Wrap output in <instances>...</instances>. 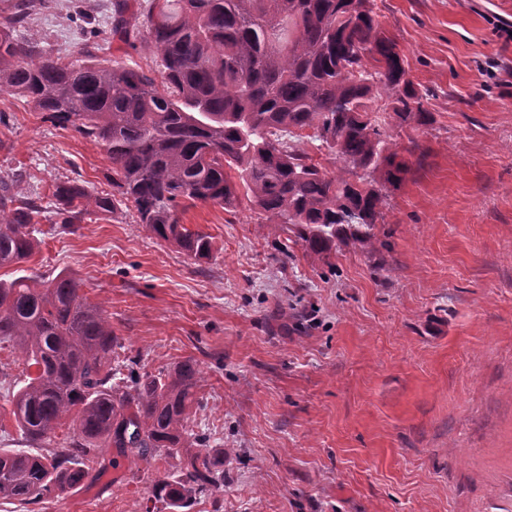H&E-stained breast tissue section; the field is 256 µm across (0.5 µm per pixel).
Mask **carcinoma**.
<instances>
[{
    "mask_svg": "<svg viewBox=\"0 0 512 512\" xmlns=\"http://www.w3.org/2000/svg\"><path fill=\"white\" fill-rule=\"evenodd\" d=\"M32 6L0 8V90L97 143L112 164V191L156 238L206 258L210 237L181 224V213L198 203L231 211L244 194L321 258L340 245H373L386 190L408 173L400 130L425 127L430 116L371 0H147L129 17L127 0H117L114 32L157 52L159 85L116 60L79 64L14 41L11 29ZM377 97L392 109L383 125L370 115ZM304 130L334 156V170L290 144ZM54 196L63 224L115 209L76 183L57 185ZM13 203L1 180L0 268L21 266L36 245L40 205ZM7 345L36 372L12 391L29 450L0 451V499L60 496L84 484L103 448L148 463L201 448L177 478L153 480L152 500L169 512H189L193 498L224 483V453H211L190 426L197 362L156 375L135 360L125 374L112 368V325L71 274L0 279V349ZM64 426L68 447L44 453Z\"/></svg>",
    "mask_w": 512,
    "mask_h": 512,
    "instance_id": "1",
    "label": "carcinoma"
}]
</instances>
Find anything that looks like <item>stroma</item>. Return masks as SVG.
I'll list each match as a JSON object with an SVG mask.
<instances>
[{"label": "stroma", "instance_id": "obj_1", "mask_svg": "<svg viewBox=\"0 0 512 512\" xmlns=\"http://www.w3.org/2000/svg\"><path fill=\"white\" fill-rule=\"evenodd\" d=\"M114 0H38L15 41L68 60L160 58L112 32ZM430 124L402 151L371 247L322 259L249 200L199 204L181 222L210 236L196 260L139 224L131 204L60 224L55 185L112 191L102 148L0 91V179L39 199L25 264L69 272L102 306L116 363L201 370L194 429L234 449L224 483L190 512H512V0H374ZM0 451H25L11 392L28 368L0 351ZM154 467L102 449L94 483L0 512H141Z\"/></svg>", "mask_w": 512, "mask_h": 512}]
</instances>
